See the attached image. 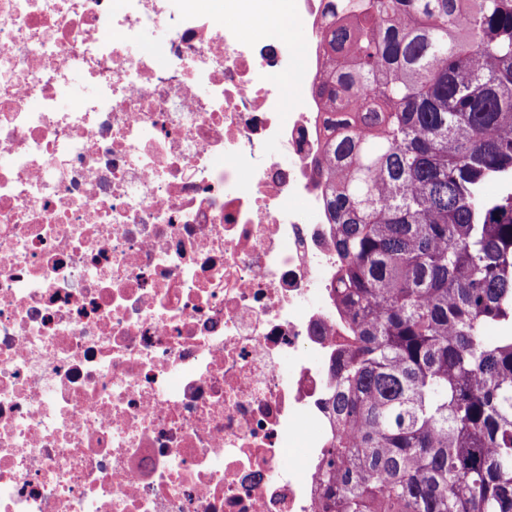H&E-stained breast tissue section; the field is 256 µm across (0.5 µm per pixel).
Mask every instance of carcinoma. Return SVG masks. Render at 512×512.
<instances>
[{
    "mask_svg": "<svg viewBox=\"0 0 512 512\" xmlns=\"http://www.w3.org/2000/svg\"><path fill=\"white\" fill-rule=\"evenodd\" d=\"M330 3L318 512H512V0Z\"/></svg>",
    "mask_w": 512,
    "mask_h": 512,
    "instance_id": "carcinoma-1",
    "label": "carcinoma"
}]
</instances>
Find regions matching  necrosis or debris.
I'll return each mask as SVG.
<instances>
[{"label": "necrosis or debris", "instance_id": "1", "mask_svg": "<svg viewBox=\"0 0 512 512\" xmlns=\"http://www.w3.org/2000/svg\"><path fill=\"white\" fill-rule=\"evenodd\" d=\"M279 2L0 0V512H316L325 0L224 24Z\"/></svg>", "mask_w": 512, "mask_h": 512}]
</instances>
